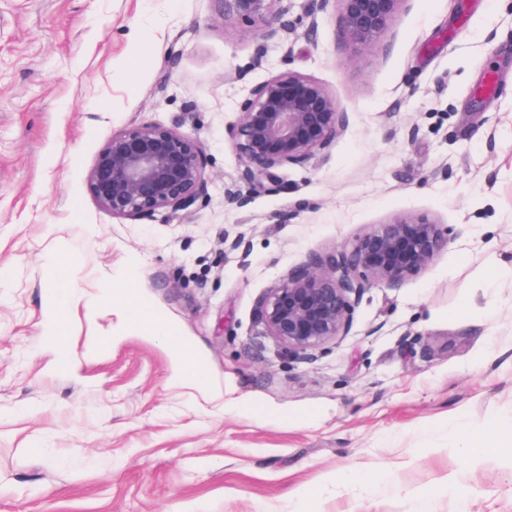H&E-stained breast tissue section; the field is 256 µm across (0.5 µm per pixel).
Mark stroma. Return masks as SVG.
Here are the masks:
<instances>
[{"label":"stroma","instance_id":"1","mask_svg":"<svg viewBox=\"0 0 512 512\" xmlns=\"http://www.w3.org/2000/svg\"><path fill=\"white\" fill-rule=\"evenodd\" d=\"M316 2L268 33L221 0H0V512H512V288L495 317L482 298L512 264V0H402L365 46ZM286 70L345 131L246 182L228 129ZM151 123L204 143V193L112 216L86 173ZM405 212L446 227L433 266L367 290L339 342L280 356L267 288ZM131 265L206 385L97 301ZM60 282L67 368L44 334ZM461 424L496 446L455 447Z\"/></svg>","mask_w":512,"mask_h":512}]
</instances>
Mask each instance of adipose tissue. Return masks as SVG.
Wrapping results in <instances>:
<instances>
[{
    "label": "adipose tissue",
    "instance_id": "obj_1",
    "mask_svg": "<svg viewBox=\"0 0 512 512\" xmlns=\"http://www.w3.org/2000/svg\"><path fill=\"white\" fill-rule=\"evenodd\" d=\"M137 276L127 271L119 283H107L102 290L104 297L111 299L117 307L125 328L135 329L152 337H162L172 358L176 375L182 379L201 384L206 382L204 367L195 359L180 336L152 311L136 302ZM70 303V292L65 288L53 289L48 306L50 316L46 325V334L53 345L61 363H68L67 322L64 317Z\"/></svg>",
    "mask_w": 512,
    "mask_h": 512
}]
</instances>
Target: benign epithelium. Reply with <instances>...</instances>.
<instances>
[{
  "label": "benign epithelium",
  "mask_w": 512,
  "mask_h": 512,
  "mask_svg": "<svg viewBox=\"0 0 512 512\" xmlns=\"http://www.w3.org/2000/svg\"><path fill=\"white\" fill-rule=\"evenodd\" d=\"M340 4L344 35L354 46L377 41L402 0H321ZM288 12L286 0H224V17L269 28ZM336 98L320 81L294 71L252 89L230 129L246 176H274L306 162L344 131ZM204 144L161 124L133 127L112 138L86 173L98 205L116 217L184 210L205 185ZM448 247V234L425 216L400 213L375 224L349 248L312 259L268 289L259 308L263 333L290 358L347 336L359 299L374 286L397 288L428 270Z\"/></svg>",
  "instance_id": "obj_1"
}]
</instances>
